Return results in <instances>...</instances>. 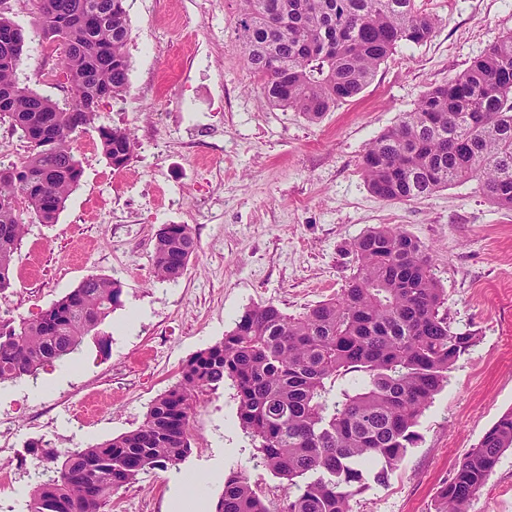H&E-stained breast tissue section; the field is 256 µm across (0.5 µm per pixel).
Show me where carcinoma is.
Returning a JSON list of instances; mask_svg holds the SVG:
<instances>
[{
  "instance_id": "cac0c4a2",
  "label": "carcinoma",
  "mask_w": 512,
  "mask_h": 512,
  "mask_svg": "<svg viewBox=\"0 0 512 512\" xmlns=\"http://www.w3.org/2000/svg\"><path fill=\"white\" fill-rule=\"evenodd\" d=\"M126 0H34L39 36L71 76L64 104L16 77L26 46L0 11V120L29 144L0 176V291L26 233L23 214L54 223L83 170L74 143L97 134L110 166L135 151L131 131L97 124L100 107L128 92ZM235 21L247 66L267 102L316 122L358 95L401 42L431 39L441 19L417 0H240ZM369 190L390 203L428 197L476 177L497 208L512 210V34L371 141L361 160ZM198 243L187 224L156 235L153 276L183 275ZM355 265L341 293L299 316L250 306L231 330L182 366L135 429L84 448L40 449L41 480L26 512H109L112 495L149 470L182 461L200 394L229 380L238 420L260 465L287 480L268 493L242 472L224 479L216 512H352L365 475L377 483L417 439L418 418L475 336L448 323L445 290L424 246L397 227L367 229L350 245ZM119 282L91 276L33 319L0 317V384L73 353L122 305ZM512 449V408L483 434L440 488L435 512H467Z\"/></svg>"
}]
</instances>
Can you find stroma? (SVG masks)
Returning a JSON list of instances; mask_svg holds the SVG:
<instances>
[{
	"label": "stroma",
	"instance_id": "obj_1",
	"mask_svg": "<svg viewBox=\"0 0 512 512\" xmlns=\"http://www.w3.org/2000/svg\"><path fill=\"white\" fill-rule=\"evenodd\" d=\"M441 24L430 41L401 45L363 91L312 123L271 107L248 69L235 31L239 0H126L129 91L101 106L98 121L131 130L130 164L116 171L96 133L79 137V184L55 223L31 220L0 315L31 319L91 276L121 282L123 304L68 359L0 387V418L16 466L0 485V512L27 499L42 441L87 446L139 426L155 397L196 352L223 339L254 304L297 315L340 293L354 266L350 245L390 225L429 249L446 292L448 321L475 343L422 413L417 443L386 483L367 481L353 512H434L440 487L485 431L512 408V210L469 180L410 202L368 189L363 153L506 33L512 0H419ZM28 35L21 82L56 101L46 78L32 0H11ZM189 225L198 242L184 274L152 276L162 225ZM140 319L123 323L132 309ZM232 384L204 392L190 423L191 452L141 474L112 498V512H169L181 490L218 501L223 477L244 472L272 490L239 425ZM512 512V450L468 505Z\"/></svg>",
	"mask_w": 512,
	"mask_h": 512
}]
</instances>
